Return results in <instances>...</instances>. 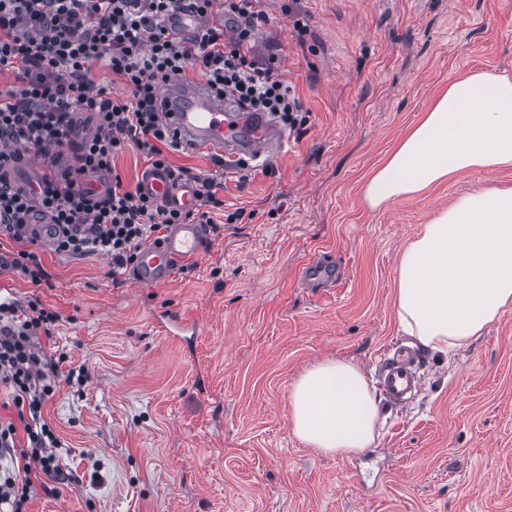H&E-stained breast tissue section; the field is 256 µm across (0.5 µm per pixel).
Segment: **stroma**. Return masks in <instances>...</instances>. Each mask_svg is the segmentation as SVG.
Returning <instances> with one entry per match:
<instances>
[{"label": "stroma", "mask_w": 512, "mask_h": 512, "mask_svg": "<svg viewBox=\"0 0 512 512\" xmlns=\"http://www.w3.org/2000/svg\"><path fill=\"white\" fill-rule=\"evenodd\" d=\"M288 3L261 0L259 46L307 123L258 167L171 155L222 184L214 248L153 288L113 276L106 258L50 252L47 283L14 278L20 299L61 316L45 352L90 374L44 410L72 481L28 512H512V306L454 355L425 351L415 396L380 397L364 453L323 454L289 422L291 386L312 364L347 358L375 382L384 350L413 345L394 313L402 249L459 195L512 184L508 167L376 211L362 201L450 82L512 73V0H299L295 17ZM316 260L335 284L305 280Z\"/></svg>", "instance_id": "1"}]
</instances>
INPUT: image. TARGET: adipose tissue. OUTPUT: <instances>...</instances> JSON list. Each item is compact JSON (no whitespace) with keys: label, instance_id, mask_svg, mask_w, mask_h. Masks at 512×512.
Wrapping results in <instances>:
<instances>
[{"label":"adipose tissue","instance_id":"obj_1","mask_svg":"<svg viewBox=\"0 0 512 512\" xmlns=\"http://www.w3.org/2000/svg\"><path fill=\"white\" fill-rule=\"evenodd\" d=\"M512 165V76L475 71L449 83L370 178L364 200L380 208L468 171ZM512 305V186L489 184L440 209L403 249L395 313L431 350L469 345ZM289 420L307 446L339 457L372 448L376 390L353 361L329 357L292 384Z\"/></svg>","mask_w":512,"mask_h":512}]
</instances>
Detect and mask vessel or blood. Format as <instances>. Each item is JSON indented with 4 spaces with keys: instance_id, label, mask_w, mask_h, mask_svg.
Returning <instances> with one entry per match:
<instances>
[{
    "instance_id": "1",
    "label": "vessel or blood",
    "mask_w": 512,
    "mask_h": 512,
    "mask_svg": "<svg viewBox=\"0 0 512 512\" xmlns=\"http://www.w3.org/2000/svg\"><path fill=\"white\" fill-rule=\"evenodd\" d=\"M202 24L201 17L190 10L180 11L165 21L171 34L184 38L193 37ZM162 99L166 107L162 119L185 146L202 147L237 161L263 158L285 141L284 132L265 114L239 109L231 99L214 93L205 82L170 83L165 86ZM14 154L19 158L16 179L25 188H36L45 174L43 163L21 147L15 148ZM141 186L144 193L171 208L190 211L196 206L195 184L173 181L165 171H145ZM212 245L213 240L203 225H173L160 243L142 245L132 278L144 287L164 283L179 265L204 254ZM420 360V352L410 347L385 354L380 381L390 400L403 404L412 397L417 388L416 367Z\"/></svg>"
}]
</instances>
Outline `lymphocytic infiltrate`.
<instances>
[{"instance_id":"lymphocytic-infiltrate-1","label":"lymphocytic infiltrate","mask_w":512,"mask_h":512,"mask_svg":"<svg viewBox=\"0 0 512 512\" xmlns=\"http://www.w3.org/2000/svg\"><path fill=\"white\" fill-rule=\"evenodd\" d=\"M259 0H0V74L16 84L0 97V275L11 273L39 286L48 273L35 248L36 233L26 217L47 218L51 252L67 258L101 256L113 274L131 269L146 240L160 241L173 224L195 218L211 223L221 209L218 183L173 167L167 150L178 149L162 121L161 90L187 83L201 70L217 92L244 108L267 112L288 128L305 122L300 105L274 70V57L259 51L256 31L264 21ZM192 9L206 23L189 39L172 36L164 25L172 13ZM223 25L209 23L212 10ZM233 36H226V28ZM110 71L123 95H111L97 78ZM90 122L92 135L76 138L75 115ZM23 143L42 159L47 172L37 190L13 182L4 169L11 158L3 146ZM141 154L150 167L177 181L197 185L198 209L188 214L129 187L114 159L124 151ZM79 173H105L111 184L101 194L78 185ZM60 314L39 298L0 307V384L12 391L13 419L0 420V453L11 470L0 473V512H27L36 488L32 467L60 484L69 482L57 456L60 439L43 416L62 385H84L85 368L63 369V357L44 353L41 338H52Z\"/></svg>"}]
</instances>
